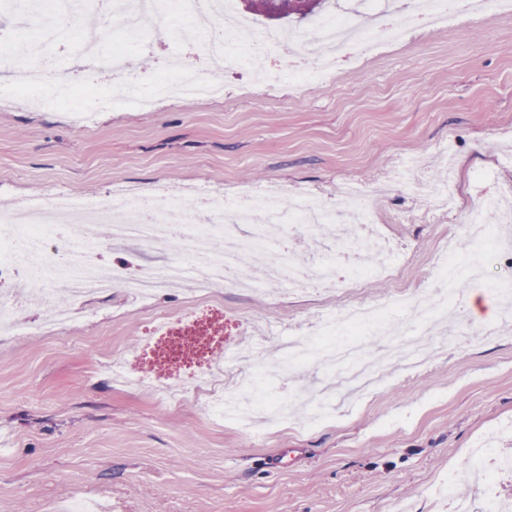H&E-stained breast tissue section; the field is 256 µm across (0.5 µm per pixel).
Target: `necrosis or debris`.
<instances>
[{
    "mask_svg": "<svg viewBox=\"0 0 512 512\" xmlns=\"http://www.w3.org/2000/svg\"><path fill=\"white\" fill-rule=\"evenodd\" d=\"M11 8L23 17L25 24L35 25L37 37L11 40L8 57L19 60L20 65L0 76L19 79L28 100L37 106L51 99L72 96L69 85L56 81L58 64L41 55L42 47L52 45L68 50L70 62L75 66L86 64L97 73L115 77L129 75L126 56L102 41L98 32L84 26L83 17L88 10L99 13L103 28L123 32L132 39L140 34L142 16H151L158 25L164 21L161 0H52L48 6L43 0H13ZM317 26L319 37L311 42L295 32L286 34L272 28L257 30L250 24L229 23L226 8H219L210 13L202 30L208 66L214 71L222 70L232 53L238 62L248 63L289 39L304 53L314 55L316 64L301 72L285 68L280 78L289 85H311L328 75V54L341 51L349 38H357L367 53L392 47L403 43L412 27V17L404 14L363 30L353 18L327 14L318 19ZM223 95V86L187 65L178 69L171 81L146 78L131 103L151 109L165 96L216 100ZM189 206L204 210L200 223H184L182 214ZM349 216L368 226L366 234L353 244V252L367 249L379 256L376 263L369 265V273L399 277L401 270L391 260L392 252L375 223L366 195L355 190L332 207L318 195L303 192L286 208L272 194L248 190L235 200L207 191L194 201L177 195L123 193L106 200L59 192L44 202L0 210V282L13 281L24 274L33 282L43 284L46 292L65 290L76 305L54 309L42 321L40 331L52 334L78 321L80 303L110 294L117 283L145 304L160 289L188 278L196 282L197 295L206 296L210 289L229 283L235 272L249 268L250 252L255 248L269 251L275 263L271 273L252 271L247 286L253 292H263L271 274L286 279L293 291L304 290L311 282L326 288L339 285L353 288L356 279L337 280L336 265L332 262L323 263L312 273L303 271L298 262L285 267V253L277 247L282 225L314 229L321 224H340ZM242 223L253 226L251 243H242L236 234ZM103 227L115 243L134 240L148 247L174 244L176 257L163 266L134 274L109 270L101 258L99 230ZM215 235L224 239V249L217 255L207 248ZM447 306L448 301L442 295L429 303L418 294L400 291L387 299L346 307L337 316L320 317L319 324L328 336L339 334L349 324L362 327L370 335L387 336L399 334L398 317L408 315L417 322L419 336L406 342L402 357L407 367L415 368L422 362L420 337L435 335L438 325L447 319Z\"/></svg>",
    "mask_w": 512,
    "mask_h": 512,
    "instance_id": "1",
    "label": "necrosis or debris"
}]
</instances>
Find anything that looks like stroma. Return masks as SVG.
Segmentation results:
<instances>
[{"instance_id": "35a3bbf8", "label": "stroma", "mask_w": 512, "mask_h": 512, "mask_svg": "<svg viewBox=\"0 0 512 512\" xmlns=\"http://www.w3.org/2000/svg\"><path fill=\"white\" fill-rule=\"evenodd\" d=\"M297 47L282 44L255 66L230 64L217 100H178L151 110L117 104L103 87L90 125L72 123L73 102L28 105L22 93L0 100V206L45 200L57 191L112 197L162 187L192 193L261 188L289 201L300 191L335 203L354 184L368 194L376 222L405 266L400 287L447 290L433 270L446 251L459 260L473 244L465 219L485 197L512 199V14L477 24L449 22L438 33L417 29L399 48L352 53L321 82L265 96ZM201 49L149 30L129 48L131 69L159 75L201 60ZM449 184L452 209L426 223H397L430 212L438 184ZM508 246L489 250L490 274L457 282L464 295L490 303L475 319L464 307L448 317L461 335L426 348L415 373L393 364L382 384L357 395L337 384V367L310 360L267 376L265 396L295 400L326 391L332 405L316 425H276L263 414L250 427L218 421L205 395L178 392L173 373L146 347L149 313L179 311L189 281L166 288L149 306L114 286L83 306L80 322L56 336L0 333V512H63L75 499L105 512H441V488L460 486L471 512L487 493L512 500V473L492 488L475 484L469 453L477 438L512 422V223ZM283 240L307 266L349 262L339 246L302 229ZM166 246L105 242L104 264L129 272L174 259ZM394 281L379 276L345 292L292 294L284 281L265 294L215 288L210 330L224 341L209 354L225 372L229 345L280 324L306 329L351 303L389 298ZM262 361L276 363L281 340L263 336ZM128 355L143 382L116 378L113 355Z\"/></svg>"}]
</instances>
